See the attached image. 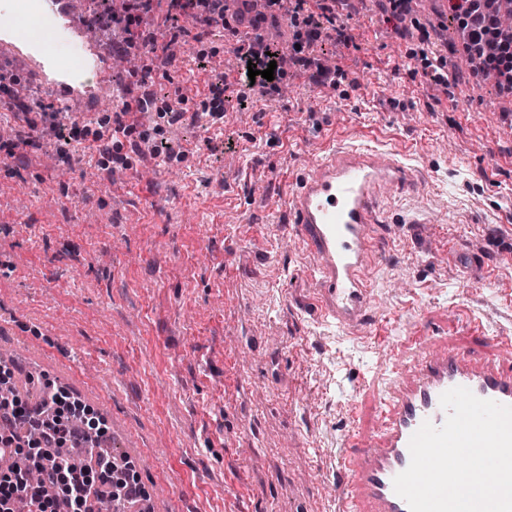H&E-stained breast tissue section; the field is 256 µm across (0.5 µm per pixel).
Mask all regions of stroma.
<instances>
[{
    "label": "stroma",
    "mask_w": 512,
    "mask_h": 512,
    "mask_svg": "<svg viewBox=\"0 0 512 512\" xmlns=\"http://www.w3.org/2000/svg\"><path fill=\"white\" fill-rule=\"evenodd\" d=\"M336 11L357 47L317 48L334 83L291 65L240 108L223 91L237 43L213 27L169 65L141 59L166 117L112 154L46 164L39 128L26 169L0 165V350L107 421L100 446L135 463L144 512H336V457L373 423L393 344L420 329L465 350L474 321L512 336V96L457 79L446 0L397 26L379 0ZM424 30L448 85L420 74ZM363 140L425 187L386 200L372 322L347 330L315 308L282 196L322 147Z\"/></svg>",
    "instance_id": "1"
}]
</instances>
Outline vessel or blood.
Masks as SVG:
<instances>
[{"label": "vessel or blood", "mask_w": 512, "mask_h": 512, "mask_svg": "<svg viewBox=\"0 0 512 512\" xmlns=\"http://www.w3.org/2000/svg\"><path fill=\"white\" fill-rule=\"evenodd\" d=\"M87 0H0V62L44 90L54 108L96 116L104 96L123 99L111 81V52L83 24ZM413 173L393 156L359 144L319 157L312 173L290 181L283 195L289 223L314 259V303L338 325L367 323L371 268L380 250L376 222L385 198L418 189ZM471 331L483 346L475 353L439 342L423 347L421 334L404 349H420L410 365H396L371 430H351L336 469V512H409L393 487L410 464L409 442L423 422L442 426L445 391L461 386L476 397L512 405V336Z\"/></svg>", "instance_id": "b4317fda"}]
</instances>
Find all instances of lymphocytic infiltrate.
Here are the masks:
<instances>
[{
  "label": "lymphocytic infiltrate",
  "instance_id": "obj_1",
  "mask_svg": "<svg viewBox=\"0 0 512 512\" xmlns=\"http://www.w3.org/2000/svg\"><path fill=\"white\" fill-rule=\"evenodd\" d=\"M87 15L90 25L109 30L113 35L112 52L126 55L144 51L159 61L173 58L177 46L190 35L185 20L200 30L224 21V0H122L120 11L101 16L99 0H90ZM338 0H265L263 14L249 18L254 35L236 48L239 64L235 72L225 74V87L236 90L238 103H245L252 90L272 97L280 91L284 69L280 65L281 44L260 34L266 21H287L294 45L293 59L300 69L313 71L318 82L332 79L319 59L312 54L320 39L350 48L354 38L336 11ZM496 0H448L465 33L463 49L479 57L478 74L495 80L498 87L512 94V34L502 35L494 9ZM273 69V79H249V69ZM17 111L28 127L46 123L58 146L83 143L87 136L101 141L103 132L68 125L58 113L33 100L18 102ZM108 153V146L100 148ZM8 424L7 435H0V454H8L11 463L0 469V512H16L25 505L27 512H90L101 494L126 503H135L146 495L131 462L102 455L97 448L86 447L88 463H78L69 447L88 434L103 436L106 422L66 390L50 389L44 401L31 402L18 390L0 400V424Z\"/></svg>",
  "mask_w": 512,
  "mask_h": 512
}]
</instances>
